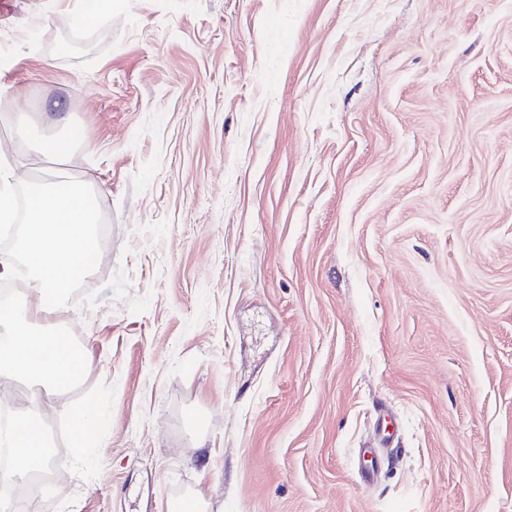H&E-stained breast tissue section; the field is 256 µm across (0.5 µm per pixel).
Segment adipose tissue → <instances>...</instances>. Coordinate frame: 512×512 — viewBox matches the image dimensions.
<instances>
[{"instance_id": "1", "label": "adipose tissue", "mask_w": 512, "mask_h": 512, "mask_svg": "<svg viewBox=\"0 0 512 512\" xmlns=\"http://www.w3.org/2000/svg\"><path fill=\"white\" fill-rule=\"evenodd\" d=\"M31 200L22 254L0 253L1 279L16 276L24 265L36 279L31 299L0 313V329L7 335L0 341V387L25 376L39 384L38 401L49 402L66 381L81 379L85 354L73 352L66 330L40 322L39 315L47 303L61 305L67 288L87 271L85 258L95 243L96 200L88 181L51 174ZM15 425L24 431L13 470L20 477L46 467L49 443L33 409L19 410Z\"/></svg>"}]
</instances>
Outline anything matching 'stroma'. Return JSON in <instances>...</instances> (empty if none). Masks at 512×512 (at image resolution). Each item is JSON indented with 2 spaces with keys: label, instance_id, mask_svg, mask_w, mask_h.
Segmentation results:
<instances>
[{
  "label": "stroma",
  "instance_id": "35a3bbf8",
  "mask_svg": "<svg viewBox=\"0 0 512 512\" xmlns=\"http://www.w3.org/2000/svg\"><path fill=\"white\" fill-rule=\"evenodd\" d=\"M84 5L0 0L107 239L42 512H512V0ZM117 0H89L86 6L74 16V23L77 27L90 25L98 16L112 14L120 6Z\"/></svg>",
  "mask_w": 512,
  "mask_h": 512
}]
</instances>
